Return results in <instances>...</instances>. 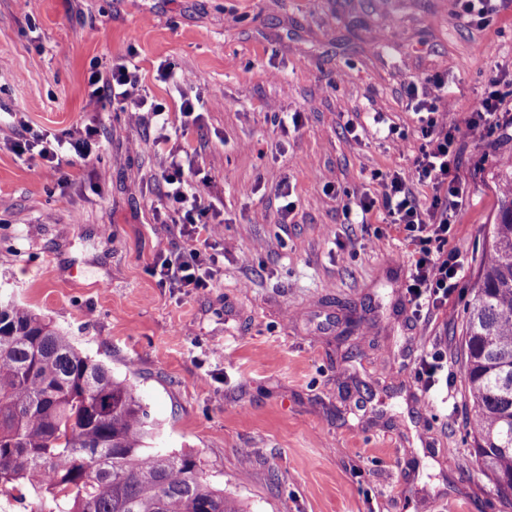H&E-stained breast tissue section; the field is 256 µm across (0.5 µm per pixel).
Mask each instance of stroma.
I'll use <instances>...</instances> for the list:
<instances>
[{"instance_id": "stroma-1", "label": "stroma", "mask_w": 512, "mask_h": 512, "mask_svg": "<svg viewBox=\"0 0 512 512\" xmlns=\"http://www.w3.org/2000/svg\"><path fill=\"white\" fill-rule=\"evenodd\" d=\"M126 61L151 102H196L178 142L224 221L209 287L152 272L188 246L163 223L153 128L88 104L91 66ZM443 71L465 120L512 71V0L484 28L457 0H0V292L129 376L159 447L193 453L246 512H512L470 454L462 356L512 127L465 140L447 310L418 317L410 242L344 209L373 171L408 170L385 137L417 144L404 88ZM89 126L105 149L86 166L2 147ZM434 348L448 375L427 391L414 367Z\"/></svg>"}]
</instances>
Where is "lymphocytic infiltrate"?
Listing matches in <instances>:
<instances>
[{"label":"lymphocytic infiltrate","mask_w":512,"mask_h":512,"mask_svg":"<svg viewBox=\"0 0 512 512\" xmlns=\"http://www.w3.org/2000/svg\"><path fill=\"white\" fill-rule=\"evenodd\" d=\"M88 103L99 106L103 100L118 101L130 122L151 125L157 131L155 142L164 147L160 176L167 186L166 197L178 214L179 233L189 237L188 251L165 257L155 271L162 285L172 288L209 287L211 274L206 265L208 251L224 244L220 225L208 221L212 208L204 188L186 174L176 149L170 148V115L158 106H146L136 69L118 63L108 72L92 71ZM448 78L436 74L421 83L409 84L405 91L407 111L417 118L421 141L412 150L409 173L389 172L380 178L378 196L362 195L356 205L361 215L375 209L385 213L384 223L405 232L419 245L414 271L403 293L416 309H446L448 298L463 278L459 252L448 249V231L465 199L459 177L460 143L468 134L483 133L502 125L512 115V88L489 90L466 121L450 117L444 105ZM431 192L428 206H421L412 184Z\"/></svg>","instance_id":"1"}]
</instances>
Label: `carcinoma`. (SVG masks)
<instances>
[{
	"mask_svg": "<svg viewBox=\"0 0 512 512\" xmlns=\"http://www.w3.org/2000/svg\"><path fill=\"white\" fill-rule=\"evenodd\" d=\"M464 309L471 455L512 481V157ZM157 423L136 386L39 314L0 297V495L34 512H245L196 457L152 447Z\"/></svg>",
	"mask_w": 512,
	"mask_h": 512,
	"instance_id": "obj_1",
	"label": "carcinoma"
}]
</instances>
